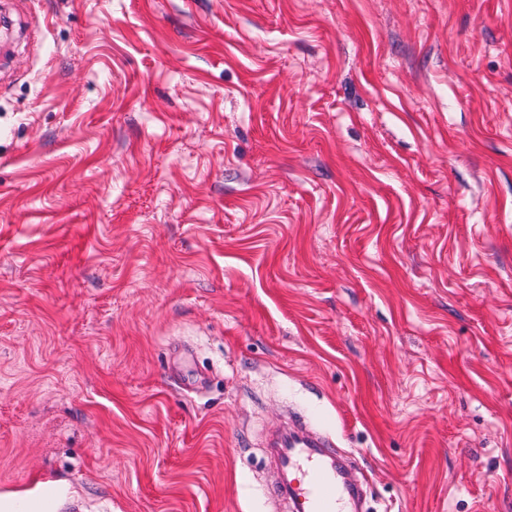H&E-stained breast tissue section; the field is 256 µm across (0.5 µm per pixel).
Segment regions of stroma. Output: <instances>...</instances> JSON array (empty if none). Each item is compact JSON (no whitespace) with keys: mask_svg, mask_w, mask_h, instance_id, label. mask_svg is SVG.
I'll return each mask as SVG.
<instances>
[{"mask_svg":"<svg viewBox=\"0 0 512 512\" xmlns=\"http://www.w3.org/2000/svg\"><path fill=\"white\" fill-rule=\"evenodd\" d=\"M0 22V497L291 512L296 412L375 512H512V0Z\"/></svg>","mask_w":512,"mask_h":512,"instance_id":"35a3bbf8","label":"stroma"}]
</instances>
